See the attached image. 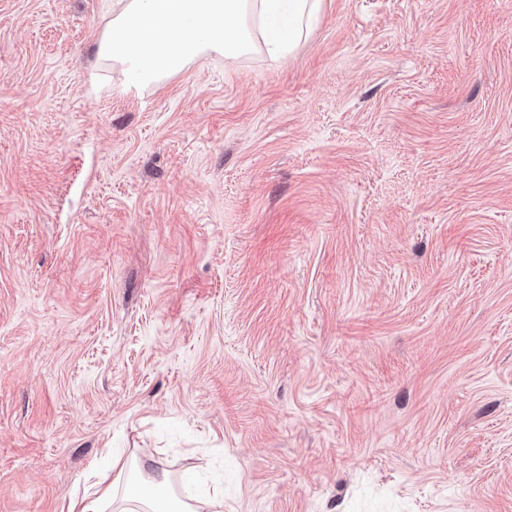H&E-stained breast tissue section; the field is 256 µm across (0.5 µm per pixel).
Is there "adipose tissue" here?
<instances>
[{"instance_id":"adipose-tissue-1","label":"adipose tissue","mask_w":512,"mask_h":512,"mask_svg":"<svg viewBox=\"0 0 512 512\" xmlns=\"http://www.w3.org/2000/svg\"><path fill=\"white\" fill-rule=\"evenodd\" d=\"M323 0H114L97 46L104 67H121L136 88L157 85L218 55L292 53L319 19ZM153 455H113L111 473L92 470L67 512H196L168 491Z\"/></svg>"}]
</instances>
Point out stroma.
I'll list each match as a JSON object with an SVG mask.
<instances>
[{
    "label": "stroma",
    "instance_id": "35a3bbf8",
    "mask_svg": "<svg viewBox=\"0 0 512 512\" xmlns=\"http://www.w3.org/2000/svg\"><path fill=\"white\" fill-rule=\"evenodd\" d=\"M0 0V512L104 449L224 512H512V0H325L148 89Z\"/></svg>",
    "mask_w": 512,
    "mask_h": 512
}]
</instances>
